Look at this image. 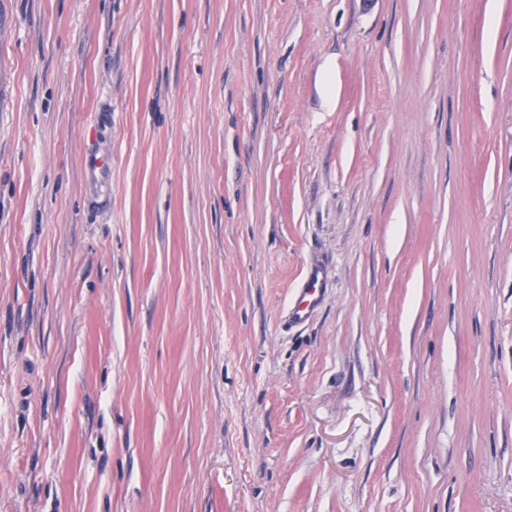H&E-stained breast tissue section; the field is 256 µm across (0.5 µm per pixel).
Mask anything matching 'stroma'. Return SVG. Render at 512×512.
<instances>
[{
    "label": "stroma",
    "instance_id": "stroma-1",
    "mask_svg": "<svg viewBox=\"0 0 512 512\" xmlns=\"http://www.w3.org/2000/svg\"><path fill=\"white\" fill-rule=\"evenodd\" d=\"M0 512H512V0H0ZM83 169L86 177L96 180L104 185L110 181L111 166L105 158L93 149L83 154ZM324 290L321 270L312 266L306 276L299 296L289 311V320L296 324L305 323L321 304Z\"/></svg>",
    "mask_w": 512,
    "mask_h": 512
}]
</instances>
